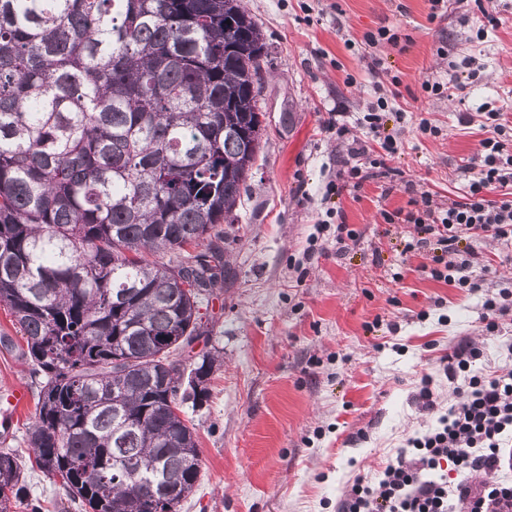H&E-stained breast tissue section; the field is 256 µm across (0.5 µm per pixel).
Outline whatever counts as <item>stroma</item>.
<instances>
[{
  "instance_id": "35a3bbf8",
  "label": "stroma",
  "mask_w": 512,
  "mask_h": 512,
  "mask_svg": "<svg viewBox=\"0 0 512 512\" xmlns=\"http://www.w3.org/2000/svg\"><path fill=\"white\" fill-rule=\"evenodd\" d=\"M488 33L481 80L467 84L459 63L479 24L475 4H448L429 20V0H243L260 26L262 150L242 193L240 221L222 225L224 285L203 311L206 334L193 354L220 351L201 407L188 411L200 454L197 487L180 512H333L356 477L370 476L413 432L433 423L417 396L420 378L461 338L481 349L477 368L502 360L512 313L486 332L484 291L420 272L428 252L404 253L409 224L383 212L431 195L441 207L462 194V167L484 137L459 124L486 99L507 104L512 122V0ZM311 14H304V7ZM399 45H367L381 27ZM457 68H449V61ZM399 77L395 129L401 150L395 177L372 176L362 188L324 199L347 156V140L327 131L329 113L354 121L378 91ZM465 82L466 97H427L425 80ZM440 129L421 134L420 118ZM341 209L355 239L336 241L325 212ZM469 245L492 289H512V243L487 235ZM402 272L401 281L392 273ZM0 414L12 422L0 446L28 455L40 379L23 357L24 341L0 305ZM27 393L13 405L14 389Z\"/></svg>"
}]
</instances>
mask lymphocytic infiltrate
Segmentation results:
<instances>
[{"label":"lymphocytic infiltrate","instance_id":"1","mask_svg":"<svg viewBox=\"0 0 512 512\" xmlns=\"http://www.w3.org/2000/svg\"><path fill=\"white\" fill-rule=\"evenodd\" d=\"M485 137L478 159L467 165V187L462 200L447 207L422 206L386 214L387 223L403 219L416 235L405 252L436 247L428 275L456 288L478 289L473 275L474 253L464 241L480 233L512 239V127L492 103L479 105ZM389 101L378 97L354 125L342 113L326 122L337 135L357 128L348 145L347 159L326 186L327 194L360 188L369 168H385L387 156L398 150L387 131ZM349 135V134H348ZM381 154H373L372 144ZM497 199H489L490 190ZM481 357L471 343L458 344L440 357L438 367L454 383L457 401L441 406L431 388V375L421 377L418 397L423 411L435 418L426 432L407 438L386 461L376 480L356 478L336 502V512H512V357L488 374H471Z\"/></svg>","mask_w":512,"mask_h":512}]
</instances>
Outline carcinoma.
I'll return each mask as SVG.
<instances>
[{
    "instance_id": "obj_1",
    "label": "carcinoma",
    "mask_w": 512,
    "mask_h": 512,
    "mask_svg": "<svg viewBox=\"0 0 512 512\" xmlns=\"http://www.w3.org/2000/svg\"><path fill=\"white\" fill-rule=\"evenodd\" d=\"M265 48L241 0H0V304L43 378L31 465L83 512H179L194 492L182 406L220 355L187 374L170 356L224 284ZM27 496L1 448L0 512Z\"/></svg>"
}]
</instances>
